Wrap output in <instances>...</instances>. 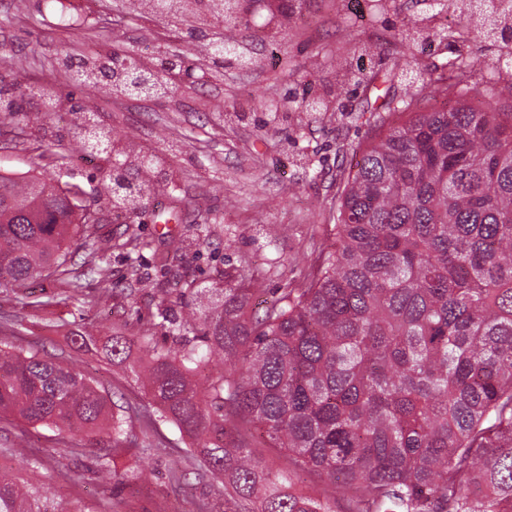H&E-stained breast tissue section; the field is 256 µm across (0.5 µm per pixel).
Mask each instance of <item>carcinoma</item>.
<instances>
[{"label":"carcinoma","mask_w":512,"mask_h":512,"mask_svg":"<svg viewBox=\"0 0 512 512\" xmlns=\"http://www.w3.org/2000/svg\"><path fill=\"white\" fill-rule=\"evenodd\" d=\"M150 13L192 25L217 22L212 62L253 64L234 31L244 0H143ZM456 42L512 46V0H454ZM479 14L476 25L468 23ZM86 87L133 96L132 64L99 57L65 64ZM196 61L158 54L145 70L191 75ZM482 69L459 51L446 75H429L448 97ZM423 89L368 112L384 129L336 196L334 244L306 283L255 308L252 278L224 275L208 309L168 322L160 344L115 329L102 350L115 365L142 351L143 389L155 413L190 440L197 475L224 479V512H503L512 502V112L467 100L420 108ZM401 120L386 124V116ZM155 157L113 196L117 214L150 193ZM92 221L76 191L35 175L0 173V284L47 273L81 285L69 241ZM78 431L118 449L123 417L74 368L0 339V416ZM276 448L288 468L255 454ZM323 479L296 492L305 473ZM99 473L134 480L114 454ZM0 512H66L36 481L0 473Z\"/></svg>","instance_id":"obj_1"}]
</instances>
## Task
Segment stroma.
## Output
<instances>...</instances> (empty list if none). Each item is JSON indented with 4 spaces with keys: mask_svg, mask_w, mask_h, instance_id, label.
Returning a JSON list of instances; mask_svg holds the SVG:
<instances>
[{
    "mask_svg": "<svg viewBox=\"0 0 512 512\" xmlns=\"http://www.w3.org/2000/svg\"><path fill=\"white\" fill-rule=\"evenodd\" d=\"M57 8L58 0H0V96L27 110L20 118L0 107V172L78 187L96 221L70 243L80 295L52 277L22 289L0 285V336L61 358L131 408L121 461L143 475L132 487H112L97 472L103 450L94 441L12 417L0 419V472H38L67 512H197L203 502L224 512V487L197 476L188 439L170 421L146 423L153 407L130 368L76 348L73 336L99 338L116 326L129 336L162 335V300L184 314L207 304L208 289L223 287L228 273L261 280L270 296L302 284L332 241L329 209L339 180L376 132L365 109L407 88L396 77L370 89L367 78L390 72L408 52L432 72L455 53L439 37L402 42L417 0H390L383 11L375 0H255L239 33L253 65L219 70L201 57V38L181 24L127 12L124 0H90L80 28L59 23ZM273 11L286 15L275 35L267 26ZM117 43L141 55L187 47L200 61L160 98L92 91L67 71L66 61L109 53ZM477 51L483 70L471 85L473 102L512 110L498 94L512 82V67L485 44ZM48 89L58 99L51 114L42 98ZM313 100L320 109L307 111ZM80 111L111 133L120 156L156 155L159 189L145 213L113 217L106 192L112 157L76 148ZM189 284L194 294L174 303L176 289ZM24 291L53 301L22 306ZM176 467L187 471L178 486L169 480Z\"/></svg>",
    "mask_w": 512,
    "mask_h": 512,
    "instance_id": "obj_1",
    "label": "stroma"
}]
</instances>
